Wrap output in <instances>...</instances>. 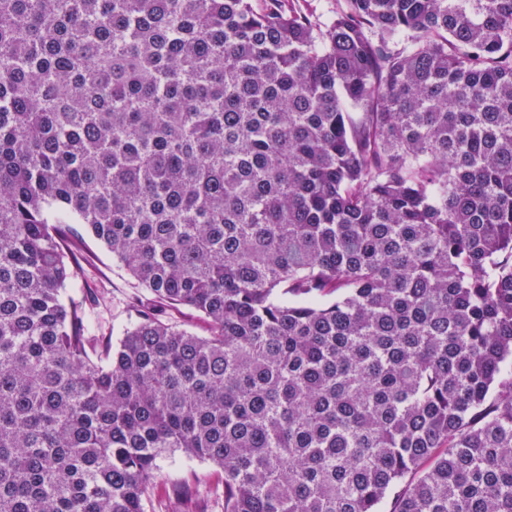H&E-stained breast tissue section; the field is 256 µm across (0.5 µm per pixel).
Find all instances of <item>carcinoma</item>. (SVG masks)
I'll return each instance as SVG.
<instances>
[{
	"label": "carcinoma",
	"mask_w": 512,
	"mask_h": 512,
	"mask_svg": "<svg viewBox=\"0 0 512 512\" xmlns=\"http://www.w3.org/2000/svg\"><path fill=\"white\" fill-rule=\"evenodd\" d=\"M510 367L512 0H0V512H512ZM81 233V278L66 288V296L92 307L90 336L109 339L115 347L123 329L135 321L136 308L151 303V295L135 284L104 245L91 234ZM156 310L162 320L181 324L197 335H206V325L194 310L187 307L173 309L165 305L156 306ZM157 464L158 478L145 512H224V484L213 464L187 460L178 451Z\"/></svg>",
	"instance_id": "cac0c4a2"
}]
</instances>
